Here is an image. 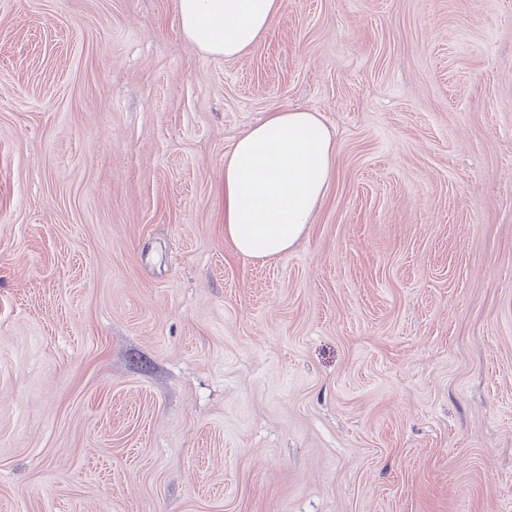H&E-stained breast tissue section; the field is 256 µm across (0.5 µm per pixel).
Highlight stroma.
Segmentation results:
<instances>
[{
	"label": "stroma",
	"mask_w": 512,
	"mask_h": 512,
	"mask_svg": "<svg viewBox=\"0 0 512 512\" xmlns=\"http://www.w3.org/2000/svg\"><path fill=\"white\" fill-rule=\"evenodd\" d=\"M335 175L275 261L224 157L288 107ZM0 512H512V0H0ZM284 0H177L184 36L224 59L247 54L281 13Z\"/></svg>",
	"instance_id": "1"
}]
</instances>
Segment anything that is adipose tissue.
Listing matches in <instances>:
<instances>
[{"label":"adipose tissue","mask_w":512,"mask_h":512,"mask_svg":"<svg viewBox=\"0 0 512 512\" xmlns=\"http://www.w3.org/2000/svg\"><path fill=\"white\" fill-rule=\"evenodd\" d=\"M284 0H177L184 36L224 59L247 54ZM336 141L322 115L301 108L268 113L224 157V237L261 263L306 233L334 177Z\"/></svg>","instance_id":"obj_1"}]
</instances>
